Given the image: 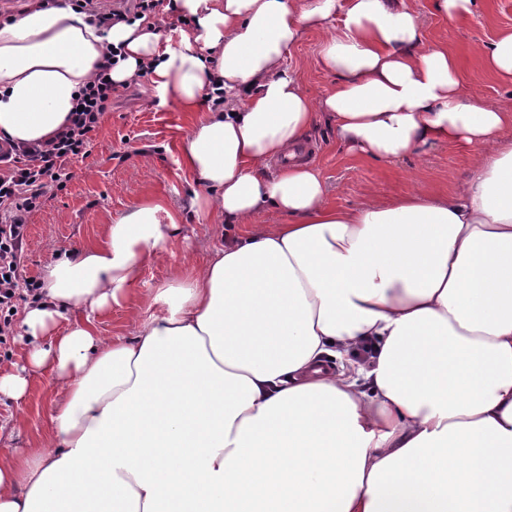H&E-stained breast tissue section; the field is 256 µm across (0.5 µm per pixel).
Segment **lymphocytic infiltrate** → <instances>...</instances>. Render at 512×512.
<instances>
[{"label": "lymphocytic infiltrate", "mask_w": 512, "mask_h": 512, "mask_svg": "<svg viewBox=\"0 0 512 512\" xmlns=\"http://www.w3.org/2000/svg\"><path fill=\"white\" fill-rule=\"evenodd\" d=\"M115 56H106L95 79L85 87L62 128L32 146L0 140V347L13 335L12 311L39 294L37 279L22 280L20 259L28 220L52 191L65 188L72 173L69 162L86 157L93 135L112 106L116 85L111 71Z\"/></svg>", "instance_id": "f902f5d3"}]
</instances>
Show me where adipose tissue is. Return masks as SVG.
Here are the masks:
<instances>
[{
	"label": "adipose tissue",
	"instance_id": "ef3b65f1",
	"mask_svg": "<svg viewBox=\"0 0 512 512\" xmlns=\"http://www.w3.org/2000/svg\"><path fill=\"white\" fill-rule=\"evenodd\" d=\"M169 8L186 21L174 46L69 0L0 22V137H51L121 49L116 84L151 63L158 94L198 115L181 145L190 210L238 227L156 286L132 336L99 323L134 302L180 211L143 201L45 265L0 404L47 376L52 429L0 452V512H249L253 496L256 512H512V111L464 96L459 55L410 0ZM313 29L334 78L317 98L286 65ZM471 53L512 82V30ZM218 90L228 109L207 110ZM322 123L351 156L459 144L470 163L444 195L415 181L385 205L332 206L302 158ZM266 211L282 223L255 227ZM366 344L367 366L325 368Z\"/></svg>",
	"mask_w": 512,
	"mask_h": 512
}]
</instances>
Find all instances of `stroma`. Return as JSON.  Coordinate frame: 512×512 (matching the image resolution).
Wrapping results in <instances>:
<instances>
[{
  "mask_svg": "<svg viewBox=\"0 0 512 512\" xmlns=\"http://www.w3.org/2000/svg\"><path fill=\"white\" fill-rule=\"evenodd\" d=\"M471 15L456 25L433 15L428 0H411L428 41L447 43L463 60L464 94H477L490 107L512 109V83L481 73L470 57L471 46L489 42L499 32L512 30V0H475ZM326 34L307 32L288 58L303 87L312 96L333 82L318 64ZM194 114L182 111L175 94L159 96L149 78L117 90L112 107L93 137L89 155L75 160L67 186L46 200L29 220L28 240L21 258V274L40 277L54 252L82 246L97 236L134 204L155 198L173 209L184 206L187 175L180 167L179 146ZM307 156L320 170L328 188L327 201L358 207L366 201L384 203L403 194L411 181H421L444 194L454 177L468 167L470 152L457 145H437L424 154L394 162L374 161L341 153L327 127L308 140ZM233 225L215 217L185 214L179 233L168 249L149 254L137 286L141 304L113 308L101 331L106 336L134 335L137 318L155 286L178 268L203 261L221 238L231 237ZM53 391L46 377H38L20 403L0 405V449L22 450L41 441L49 430Z\"/></svg>",
  "mask_w": 512,
  "mask_h": 512,
  "instance_id": "1",
  "label": "stroma"
}]
</instances>
